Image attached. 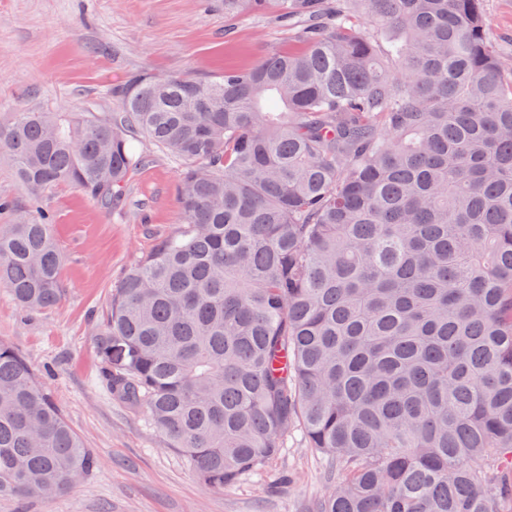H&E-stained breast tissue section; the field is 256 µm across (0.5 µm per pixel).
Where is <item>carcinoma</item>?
Listing matches in <instances>:
<instances>
[{
	"mask_svg": "<svg viewBox=\"0 0 512 512\" xmlns=\"http://www.w3.org/2000/svg\"><path fill=\"white\" fill-rule=\"evenodd\" d=\"M296 47L218 79L131 74L114 112L22 110L0 155L31 198L119 206L144 155L179 165V227L128 269L96 349L222 490L301 432L336 467L317 512H512V70L483 0H224ZM37 209L0 227V285L60 300ZM95 459L0 340V497Z\"/></svg>",
	"mask_w": 512,
	"mask_h": 512,
	"instance_id": "cac0c4a2",
	"label": "carcinoma"
}]
</instances>
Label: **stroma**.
<instances>
[{"label": "stroma", "instance_id": "obj_1", "mask_svg": "<svg viewBox=\"0 0 512 512\" xmlns=\"http://www.w3.org/2000/svg\"><path fill=\"white\" fill-rule=\"evenodd\" d=\"M500 52L512 58V0H484ZM287 20H230L224 0H0V126L15 112H110L109 91L134 72L207 82L291 46ZM120 207H98L60 184L41 205L53 218L64 295L48 310H21L0 287V339L31 364L71 428L97 459L50 498H0V512H313L329 482L325 456L289 441L263 477L224 490L203 486L145 413L112 396L95 345L98 319L135 259L178 227V163L148 143ZM0 225L31 207L0 158Z\"/></svg>", "mask_w": 512, "mask_h": 512}]
</instances>
